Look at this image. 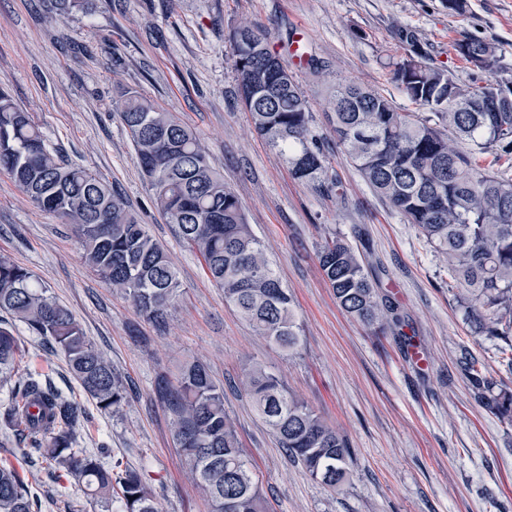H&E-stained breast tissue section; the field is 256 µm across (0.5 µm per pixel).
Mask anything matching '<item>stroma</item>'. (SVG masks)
<instances>
[{
  "instance_id": "obj_1",
  "label": "stroma",
  "mask_w": 512,
  "mask_h": 512,
  "mask_svg": "<svg viewBox=\"0 0 512 512\" xmlns=\"http://www.w3.org/2000/svg\"><path fill=\"white\" fill-rule=\"evenodd\" d=\"M467 4L457 14L445 0H92L89 10L54 18L47 0H0V86L68 162L112 183L167 250L181 282L166 325L155 326L84 263L65 224L0 172V256L31 269L72 311L121 377L127 400L117 415L97 412L63 353L19 323L21 367L87 410L79 447H107L108 464L139 472L160 512H211L156 393L158 381L175 382L188 360L206 364L223 385L224 408L270 512H512V424L477 399L461 363L475 357L489 376L511 386L512 371L492 342L472 335L454 300L457 284L434 248L372 191L328 121L330 87L338 81L375 90L399 111H416L390 74L404 54L402 27L460 83L484 78L455 49L467 38L494 43L512 72V0ZM244 24L263 31L281 57L298 39L323 62L318 74L294 60L289 66L344 198L294 179L242 107L230 35ZM124 87L176 113L223 173L294 298L297 352L283 353L255 334L156 207L117 107ZM333 235L378 273L381 294L398 303L426 366H417L392 334L371 331L338 307L317 260ZM252 362L278 374L348 439L350 481L342 491L293 462L237 389ZM1 463L17 470L41 512H121L118 499L101 503L68 477L32 464L15 436L0 429Z\"/></svg>"
}]
</instances>
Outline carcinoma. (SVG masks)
Masks as SVG:
<instances>
[{
    "label": "carcinoma",
    "mask_w": 512,
    "mask_h": 512,
    "mask_svg": "<svg viewBox=\"0 0 512 512\" xmlns=\"http://www.w3.org/2000/svg\"><path fill=\"white\" fill-rule=\"evenodd\" d=\"M86 0H52L59 15L85 8ZM253 42H234L240 101L254 126L285 158L293 177L320 192L344 195L328 177L323 151L311 131L306 97L266 38L248 25ZM406 56L392 63V79L414 103L429 109L401 112L374 90L336 82L332 123L336 142L374 193L415 225L434 247L458 288L455 299L474 333L502 342L512 369V178L475 168L448 142L461 140L512 157V79L498 77L501 56L482 39L456 44L463 59L489 79L463 86L448 70L427 62L416 34L399 31ZM120 118L148 179L154 202L177 236L196 251L212 282L224 290L256 333L293 352L300 336L293 298L269 265L241 205L212 164L199 138L172 113L156 108L132 88L119 93ZM0 170L42 211L59 218L80 242L82 258L150 321L161 324L180 295L167 252L139 223L113 186L67 163L46 143L40 128L0 88ZM318 262L340 308L369 329L412 342L404 317L382 298L377 279L346 241L333 238ZM0 311L51 339L97 410L120 412L127 395L112 363L86 336L72 312L47 294L26 267L0 257ZM15 327L0 321V385L23 405L0 408V428L15 433L26 454L73 477L89 494L108 502L119 486L123 512H158L141 475L114 472L94 453L77 447L88 413L32 374H21L22 348ZM465 370L477 398L512 423V387L488 379L478 360ZM239 389L253 400L279 447L309 476L329 488L349 478L350 445L307 404L290 395L281 378L260 365L244 369ZM156 392L173 414L179 453L190 479L209 497L211 512H268L259 480L248 467L234 423L224 409V387L206 365H182L177 384L163 380ZM0 512H39L15 470L0 466Z\"/></svg>",
    "instance_id": "cac0c4a2"
}]
</instances>
